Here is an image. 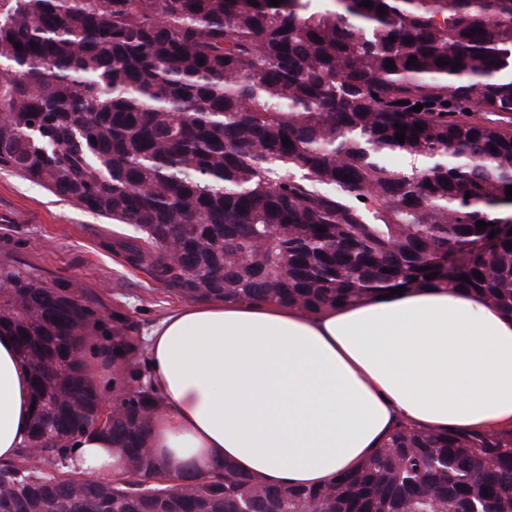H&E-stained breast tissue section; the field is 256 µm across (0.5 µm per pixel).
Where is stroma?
I'll list each match as a JSON object with an SVG mask.
<instances>
[{
	"label": "stroma",
	"mask_w": 512,
	"mask_h": 512,
	"mask_svg": "<svg viewBox=\"0 0 512 512\" xmlns=\"http://www.w3.org/2000/svg\"><path fill=\"white\" fill-rule=\"evenodd\" d=\"M132 232L0 171V261L76 288L104 319L127 313L143 358L153 325L183 301L118 254L116 241Z\"/></svg>",
	"instance_id": "obj_1"
}]
</instances>
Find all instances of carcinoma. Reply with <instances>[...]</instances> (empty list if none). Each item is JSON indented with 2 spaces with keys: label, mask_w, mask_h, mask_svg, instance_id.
Instances as JSON below:
<instances>
[{
  "label": "carcinoma",
  "mask_w": 512,
  "mask_h": 512,
  "mask_svg": "<svg viewBox=\"0 0 512 512\" xmlns=\"http://www.w3.org/2000/svg\"><path fill=\"white\" fill-rule=\"evenodd\" d=\"M256 2L0 0V169L133 226L125 260L181 299L314 314L444 286L512 316V0ZM135 331L0 262V333L35 406L0 512H512V433L401 426L318 487L229 460L174 480L148 451L161 402ZM92 333L112 337L110 406ZM94 433L116 446L110 479L69 464Z\"/></svg>",
  "instance_id": "1"
}]
</instances>
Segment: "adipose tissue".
<instances>
[{"mask_svg": "<svg viewBox=\"0 0 512 512\" xmlns=\"http://www.w3.org/2000/svg\"><path fill=\"white\" fill-rule=\"evenodd\" d=\"M163 404L150 444L172 476L231 460L270 485L314 487L399 426L512 432V317L459 288H412L316 314L277 304L181 307L148 337ZM28 369L0 341V460L28 434ZM72 466L109 477L105 435Z\"/></svg>", "mask_w": 512, "mask_h": 512, "instance_id": "obj_1", "label": "adipose tissue"}]
</instances>
